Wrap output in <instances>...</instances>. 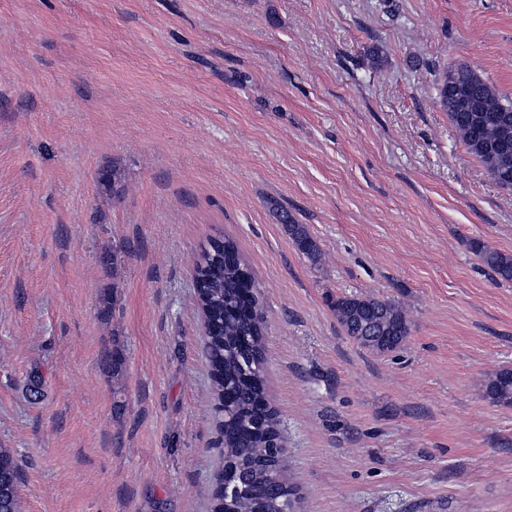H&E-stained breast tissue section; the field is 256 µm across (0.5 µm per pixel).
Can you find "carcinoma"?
I'll return each mask as SVG.
<instances>
[{"mask_svg":"<svg viewBox=\"0 0 512 512\" xmlns=\"http://www.w3.org/2000/svg\"><path fill=\"white\" fill-rule=\"evenodd\" d=\"M436 91L455 136L501 188L512 191V102L465 64L446 70ZM98 184L114 196L124 190L115 167L101 170ZM269 206L297 250L319 262L321 251L306 226L278 202ZM469 246L499 279L512 281V255L476 240ZM193 281L204 316V349L224 457L212 491V512H278L284 500L295 501V490L278 460L282 423L267 398L266 320L255 278L236 242L222 236L210 239L195 261ZM332 309L347 336L379 353L395 351L410 334L407 313L388 300L340 296ZM103 362L115 379L124 355L114 349ZM485 392L495 403L512 404V368L496 371ZM0 480L19 484V461L7 448H0Z\"/></svg>","mask_w":512,"mask_h":512,"instance_id":"1","label":"carcinoma"}]
</instances>
